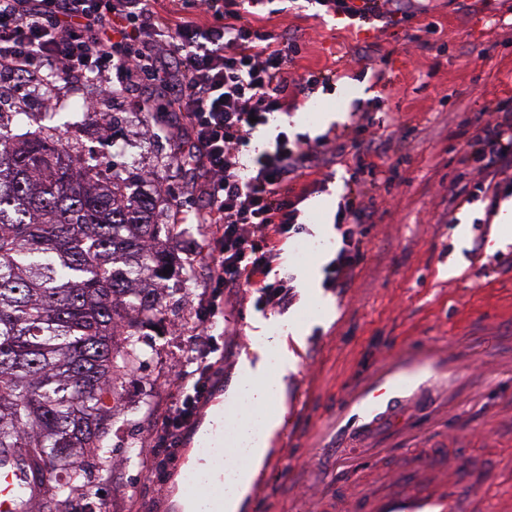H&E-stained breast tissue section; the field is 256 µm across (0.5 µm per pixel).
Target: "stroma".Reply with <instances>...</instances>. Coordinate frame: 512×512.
I'll return each instance as SVG.
<instances>
[{
	"mask_svg": "<svg viewBox=\"0 0 512 512\" xmlns=\"http://www.w3.org/2000/svg\"><path fill=\"white\" fill-rule=\"evenodd\" d=\"M410 5L414 19L396 24L352 21L314 0L263 5L258 26L302 45L293 71L331 70L339 79L332 90L289 100L257 139L269 143L290 129L348 144L345 156L295 185L312 230L305 238L311 251H288L271 272L296 274L294 297L284 306H263L252 289L226 290L224 322L205 328L201 311L217 245L192 251L200 231L181 225L169 244L174 271L162 285L165 319L144 330L151 358L124 380L109 458L86 460L90 493L75 498L74 512L87 505L92 512H177L174 478L186 471L192 434L162 470L129 461L128 440L154 446L163 417L182 398L174 381L183 362L203 343L224 354L218 391L226 393L237 364L255 355L257 321L285 314L308 329L292 348L296 369L283 383L289 434L271 439L258 475L263 487L248 495L242 512H305L300 493L315 492L318 478L365 489L390 461L438 448L474 463L462 478L477 494L461 502L460 512H492L497 501L512 499V243L498 247L491 240L488 200L448 207L454 178L470 167L460 123L512 100V0ZM429 22L437 27L431 47L417 49L407 37ZM384 55L389 61L379 83L359 60ZM379 96L384 105H376ZM88 98L94 106L81 109ZM122 101L125 123L116 134L112 99L100 95L98 77L61 78L52 92L30 93L16 122L23 130L32 116L49 112L85 148L108 156L120 144L123 162L153 174L173 207L190 208L184 173L172 160L183 138L179 113L140 111L128 94ZM359 107L370 110L378 141L390 144L381 164L395 168L393 184L372 180L349 145ZM328 110L342 113L343 121L317 127V112ZM350 189L374 200L376 214L366 258L351 287L340 290L326 279L318 235L333 226L336 212L316 202L342 199ZM457 251L468 265L452 277L448 260ZM312 280L329 302L321 324L314 321ZM394 371L405 385L391 404L377 394Z\"/></svg>",
	"mask_w": 512,
	"mask_h": 512,
	"instance_id": "1",
	"label": "stroma"
}]
</instances>
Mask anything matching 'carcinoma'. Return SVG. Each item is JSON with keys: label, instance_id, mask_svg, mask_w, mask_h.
<instances>
[{"label": "carcinoma", "instance_id": "cac0c4a2", "mask_svg": "<svg viewBox=\"0 0 512 512\" xmlns=\"http://www.w3.org/2000/svg\"><path fill=\"white\" fill-rule=\"evenodd\" d=\"M0 112V465L55 494L25 512H70L84 462L109 453L121 380L149 357L142 328L164 320L153 280L170 266L161 187L49 125L27 140Z\"/></svg>", "mask_w": 512, "mask_h": 512}]
</instances>
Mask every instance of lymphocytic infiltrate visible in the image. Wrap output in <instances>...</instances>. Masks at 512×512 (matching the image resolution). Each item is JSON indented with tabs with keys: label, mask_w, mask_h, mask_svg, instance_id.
<instances>
[{
	"label": "lymphocytic infiltrate",
	"mask_w": 512,
	"mask_h": 512,
	"mask_svg": "<svg viewBox=\"0 0 512 512\" xmlns=\"http://www.w3.org/2000/svg\"><path fill=\"white\" fill-rule=\"evenodd\" d=\"M176 2L168 17L155 0H0V73L23 83L36 82L49 66L64 78L94 73L104 76L105 93L146 80L172 86L192 140L183 168L200 173L194 191L202 200L191 210H176L173 223L200 225L215 239L216 288H255L271 305H286L291 281L271 279L272 265L307 230L301 199L288 187L319 171L332 148L321 138L281 132L250 161H243V149L283 109L289 93L309 95L332 78L290 74L300 44L287 37L271 42L253 24L261 0ZM467 145L476 171L471 181L454 183V198L495 195L512 182V109L496 107L494 119L476 128ZM373 208L351 192L338 207L341 246L331 267L336 287L351 285L366 256L364 226ZM214 371L207 354L191 357L189 370L176 380L186 394L168 413L163 440L179 443L193 425Z\"/></svg>",
	"instance_id": "obj_1"
}]
</instances>
